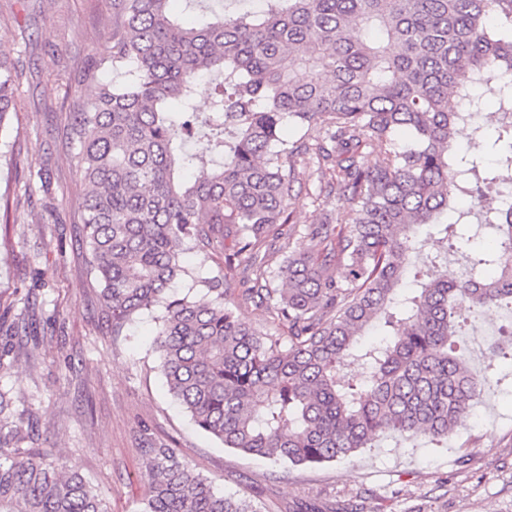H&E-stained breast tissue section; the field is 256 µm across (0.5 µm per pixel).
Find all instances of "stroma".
Here are the masks:
<instances>
[{"label":"stroma","instance_id":"35a3bbf8","mask_svg":"<svg viewBox=\"0 0 512 512\" xmlns=\"http://www.w3.org/2000/svg\"><path fill=\"white\" fill-rule=\"evenodd\" d=\"M112 0H0V45L18 61L16 110L0 140V324H19L0 372L12 415L23 418L19 448H31L83 475L108 512H141L151 449H172L185 468L207 477L218 493L251 499L259 512H512V362L486 347L484 331L498 313L470 318L456 338L476 376L492 374L473 401L484 416L448 440L409 444L391 438L347 461L295 466L224 447L198 429L167 391L157 368L154 307L113 330L82 246L75 205L84 185L71 168L66 125L87 88L79 70L112 43ZM48 169L49 189L29 183V166ZM303 188L293 223L270 235L266 285H281L289 244L318 223L319 184L313 154L296 159ZM223 246L191 252L195 280H178L176 297L203 299L204 283L224 274L232 225Z\"/></svg>","mask_w":512,"mask_h":512}]
</instances>
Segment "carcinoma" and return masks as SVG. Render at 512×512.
I'll list each match as a JSON object with an SVG mask.
<instances>
[{"mask_svg":"<svg viewBox=\"0 0 512 512\" xmlns=\"http://www.w3.org/2000/svg\"><path fill=\"white\" fill-rule=\"evenodd\" d=\"M116 2L112 45L84 67L95 87L68 123L85 248L112 328L162 307L156 349L169 393L244 454L318 465L383 437H448L479 384L455 345L458 318L512 305V204L485 192L512 182V0H265L259 13L212 18L209 0H196L191 22L173 0ZM104 67L109 83L97 81ZM17 78L0 46V127ZM203 80L212 92L199 112ZM485 93L496 126L473 132L498 155L494 172L453 142ZM451 95L462 108H448ZM287 123L298 139H283ZM317 126L325 137L312 144ZM310 151L323 176L316 199L344 205L291 251L282 287L241 294L257 307L275 301L285 346L226 295L244 262L264 279L256 255L293 223L295 159ZM225 224L237 226V249L224 254V280L206 282L213 298L170 297L192 275L185 251L209 249ZM420 226L474 251L465 276H448ZM7 409L0 400V442L22 431ZM148 469L142 512H259L215 493L167 448ZM0 512L107 510L78 471L0 447Z\"/></svg>","mask_w":512,"mask_h":512,"instance_id":"carcinoma-1","label":"carcinoma"}]
</instances>
